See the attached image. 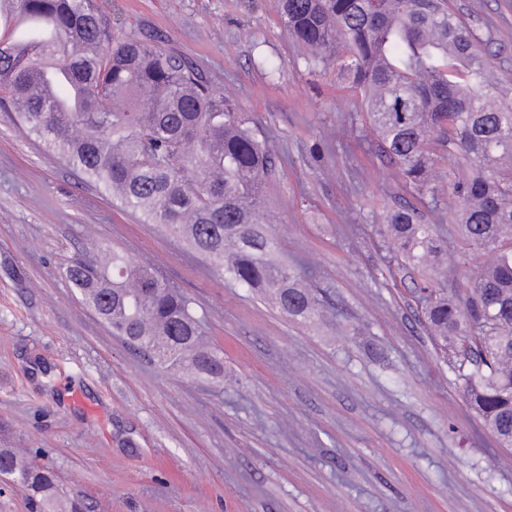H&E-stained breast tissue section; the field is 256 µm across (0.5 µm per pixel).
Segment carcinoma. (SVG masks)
<instances>
[{"label":"carcinoma","instance_id":"cac0c4a2","mask_svg":"<svg viewBox=\"0 0 512 512\" xmlns=\"http://www.w3.org/2000/svg\"><path fill=\"white\" fill-rule=\"evenodd\" d=\"M288 35L330 56L363 96L379 149L418 192H448L464 255L461 288L417 289L468 405L512 447V100H498L486 60L448 0H279ZM49 34L21 39L12 22ZM0 107L82 182L183 241L224 276L302 323L322 313L301 270L281 261L265 214L275 158L251 121L199 69L137 36L115 34L99 0H0ZM460 157L448 180L441 155ZM404 260L448 280V245L413 209L387 216ZM67 278L84 302L159 367L224 381L191 299L104 245ZM20 477L53 512L55 476L11 448Z\"/></svg>","mask_w":512,"mask_h":512}]
</instances>
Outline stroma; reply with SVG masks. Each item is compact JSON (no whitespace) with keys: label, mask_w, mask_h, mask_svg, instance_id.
<instances>
[{"label":"stroma","mask_w":512,"mask_h":512,"mask_svg":"<svg viewBox=\"0 0 512 512\" xmlns=\"http://www.w3.org/2000/svg\"><path fill=\"white\" fill-rule=\"evenodd\" d=\"M122 32L193 62L276 158L278 254L312 271L302 324L113 207L0 109V448L51 470L80 512H512V449L463 398L384 232L411 204L459 240L379 150L334 61L277 0H103ZM512 98V0H451ZM120 244L192 299L223 384L162 369L113 334L67 267Z\"/></svg>","instance_id":"stroma-1"}]
</instances>
